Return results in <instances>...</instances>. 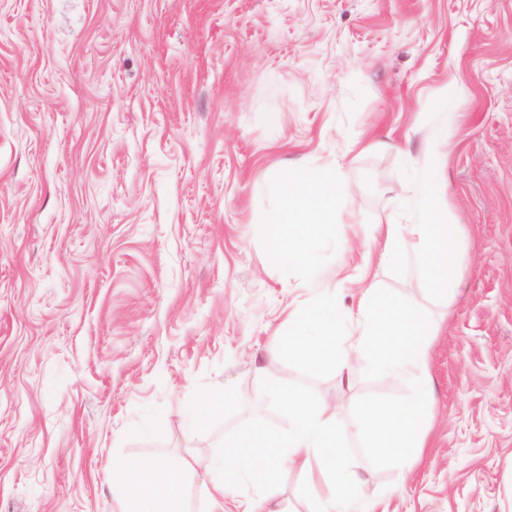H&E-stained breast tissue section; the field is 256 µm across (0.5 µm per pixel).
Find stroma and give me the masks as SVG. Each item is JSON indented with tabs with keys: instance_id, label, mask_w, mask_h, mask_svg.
Here are the masks:
<instances>
[{
	"instance_id": "stroma-1",
	"label": "stroma",
	"mask_w": 512,
	"mask_h": 512,
	"mask_svg": "<svg viewBox=\"0 0 512 512\" xmlns=\"http://www.w3.org/2000/svg\"><path fill=\"white\" fill-rule=\"evenodd\" d=\"M447 127L441 201L462 284L428 299L427 446L405 470L356 409L410 393L310 367L288 313L365 264ZM340 164L355 195L275 261L253 222L289 177ZM335 404L347 512H512V0H0V512H119L113 469L283 435L270 386ZM216 406L206 430L201 398ZM272 512H316L297 470Z\"/></svg>"
}]
</instances>
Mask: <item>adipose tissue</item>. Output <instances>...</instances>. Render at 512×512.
I'll use <instances>...</instances> for the list:
<instances>
[{"mask_svg":"<svg viewBox=\"0 0 512 512\" xmlns=\"http://www.w3.org/2000/svg\"><path fill=\"white\" fill-rule=\"evenodd\" d=\"M440 163V152L430 150L419 184L418 222L377 225L371 242L379 247V270H394L412 260L418 285H435L448 298L459 283L467 234L464 225L445 221L432 206L439 190L435 172ZM352 193L341 181L337 166L300 173L280 189L283 213L253 225L252 232L259 239L289 240L288 248L275 252L276 260L309 265L310 255L300 246V239L309 230L335 223L337 207ZM358 295L356 310L348 313L338 309L335 298L328 295L315 313L292 316L295 328L288 336V349L305 364H327L337 372L350 373L368 363L381 374L406 381L411 388L409 400L366 403L359 431L366 448L402 463L416 458L427 440L430 387L425 324L405 302H383L378 278L360 279ZM285 401L291 423L287 438L247 435L216 462L195 458L166 466L152 458L126 466L120 480L125 503L122 512H187L182 476L198 470L212 475L209 512H224L228 480L244 476L251 477L261 493L259 500L241 501L239 512H257L258 501L277 498L279 477L287 467L307 472L314 495L323 505L321 512H335L337 502L346 498L354 482L342 463L336 408L297 394L287 395Z\"/></svg>","mask_w":512,"mask_h":512,"instance_id":"ef3b65f1","label":"adipose tissue"}]
</instances>
